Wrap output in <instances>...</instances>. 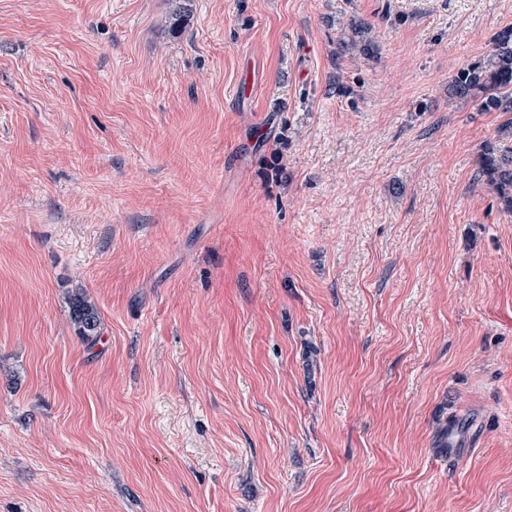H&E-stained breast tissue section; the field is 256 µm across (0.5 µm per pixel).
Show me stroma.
Wrapping results in <instances>:
<instances>
[{
	"instance_id": "obj_1",
	"label": "stroma",
	"mask_w": 512,
	"mask_h": 512,
	"mask_svg": "<svg viewBox=\"0 0 512 512\" xmlns=\"http://www.w3.org/2000/svg\"><path fill=\"white\" fill-rule=\"evenodd\" d=\"M506 25L0 0V512H512V112L448 93ZM498 142H486L477 157V181L491 190L504 211H512V148L499 142L512 140V122L498 130ZM71 317L80 336L87 340L98 336L100 319L97 310L82 295L75 294L70 298Z\"/></svg>"
}]
</instances>
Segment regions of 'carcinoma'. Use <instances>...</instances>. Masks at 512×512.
<instances>
[{
	"label": "carcinoma",
	"mask_w": 512,
	"mask_h": 512,
	"mask_svg": "<svg viewBox=\"0 0 512 512\" xmlns=\"http://www.w3.org/2000/svg\"><path fill=\"white\" fill-rule=\"evenodd\" d=\"M350 45L370 51L371 27L365 24L351 26ZM491 49L478 60L459 69L449 82L451 96L472 105L476 112H512V26L495 33ZM499 141L487 142L477 157V181L491 190L505 211H512V148L505 142L512 140V122L499 127ZM71 317L79 335L86 339L99 334L100 319L97 310L82 295L70 298Z\"/></svg>",
	"instance_id": "1"
}]
</instances>
